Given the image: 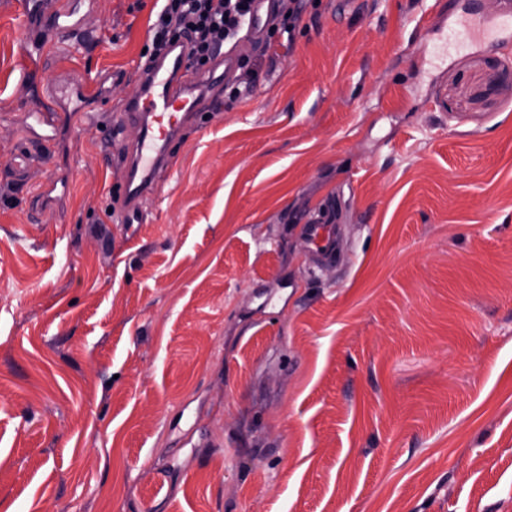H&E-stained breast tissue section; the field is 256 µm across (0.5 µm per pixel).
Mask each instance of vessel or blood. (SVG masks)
<instances>
[{"label":"vessel or blood","instance_id":"vessel-or-blood-1","mask_svg":"<svg viewBox=\"0 0 512 512\" xmlns=\"http://www.w3.org/2000/svg\"><path fill=\"white\" fill-rule=\"evenodd\" d=\"M67 15L66 0H26L23 29L26 35L39 37L41 56L54 54L60 45L75 44V36L60 23ZM511 29L512 0H504L497 22L468 15L457 21L451 38L461 48L474 44L497 48L502 44V33ZM234 68L235 59L227 51L218 55L209 69L193 70L187 65V49L180 44L171 46L164 56L139 65L138 93L118 106L123 122L136 123L141 129L139 140L127 146L123 155L121 205L114 211L118 223H142V202L154 193L158 172L170 163V144L197 117L206 94L219 91ZM103 102L98 83L87 80L74 84L63 98L52 93L38 96L31 116L43 133L33 145L21 147L22 158L49 151L60 128L81 121L86 108L102 106ZM302 234L314 260L326 261L336 255V228L327 223L325 215L310 218L303 224Z\"/></svg>","mask_w":512,"mask_h":512}]
</instances>
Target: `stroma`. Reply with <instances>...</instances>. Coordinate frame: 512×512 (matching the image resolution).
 Masks as SVG:
<instances>
[{
  "label": "stroma",
  "mask_w": 512,
  "mask_h": 512,
  "mask_svg": "<svg viewBox=\"0 0 512 512\" xmlns=\"http://www.w3.org/2000/svg\"><path fill=\"white\" fill-rule=\"evenodd\" d=\"M69 2L93 39L43 79L105 76L110 109L19 179L34 44L0 0V512H512V45L437 58L420 24L503 0H317L292 46L242 39L259 82L185 127L141 224L111 109L156 0ZM326 215L321 213L317 217L310 218L302 225V234L312 250L315 261H326L336 256L338 238L335 224L326 222ZM313 261V264H315Z\"/></svg>",
  "instance_id": "obj_1"
}]
</instances>
